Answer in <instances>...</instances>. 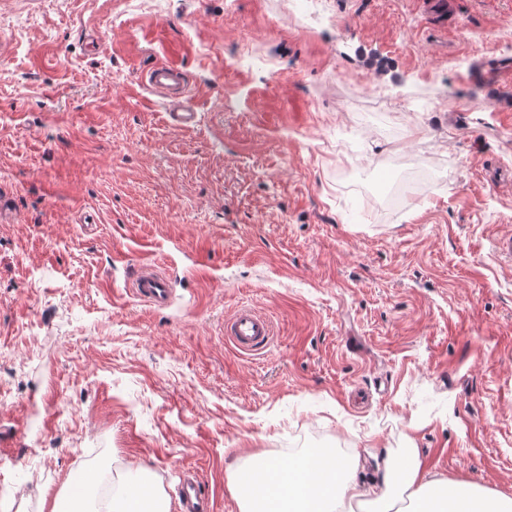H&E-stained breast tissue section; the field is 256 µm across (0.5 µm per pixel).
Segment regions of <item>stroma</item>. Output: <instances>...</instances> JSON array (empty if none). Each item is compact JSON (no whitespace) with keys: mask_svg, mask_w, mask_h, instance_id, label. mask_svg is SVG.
I'll return each mask as SVG.
<instances>
[{"mask_svg":"<svg viewBox=\"0 0 512 512\" xmlns=\"http://www.w3.org/2000/svg\"><path fill=\"white\" fill-rule=\"evenodd\" d=\"M454 2L0 0V512L136 467L240 512L255 456L317 447L512 498V0ZM143 84L150 93L170 100L173 109L166 115L172 127L180 129L196 125L198 112L187 104L188 84L184 72L177 65L153 64L145 71ZM131 288L136 297L150 306L162 308L170 301L167 279L153 261H143L138 265ZM226 337L240 352H253L265 347L271 339L268 320L250 309L239 310L226 326Z\"/></svg>","mask_w":512,"mask_h":512,"instance_id":"35a3bbf8","label":"stroma"}]
</instances>
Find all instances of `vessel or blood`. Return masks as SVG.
Here are the masks:
<instances>
[{
  "instance_id": "1",
  "label": "vessel or blood",
  "mask_w": 512,
  "mask_h": 512,
  "mask_svg": "<svg viewBox=\"0 0 512 512\" xmlns=\"http://www.w3.org/2000/svg\"><path fill=\"white\" fill-rule=\"evenodd\" d=\"M143 84L150 93L170 100L172 109L167 120L172 127L188 128L196 125L198 113L189 105L188 84L184 72L176 65L156 63L144 73ZM133 294L144 303L162 308L170 301V290L165 275L155 262H141L132 278ZM226 335L241 352H253L265 347L272 336L268 320L250 309L239 310L226 326Z\"/></svg>"
}]
</instances>
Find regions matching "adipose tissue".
Listing matches in <instances>:
<instances>
[{
    "label": "adipose tissue",
    "mask_w": 512,
    "mask_h": 512,
    "mask_svg": "<svg viewBox=\"0 0 512 512\" xmlns=\"http://www.w3.org/2000/svg\"><path fill=\"white\" fill-rule=\"evenodd\" d=\"M361 456L306 449L288 461L268 457L239 477L233 493L241 512H342L357 503L366 512H512V498L485 495L477 486L448 480L427 469L419 449H406L402 471L385 470L364 485ZM70 512H169L166 500L148 488L144 469L132 472L108 499L86 506L76 499Z\"/></svg>",
    "instance_id": "adipose-tissue-1"
}]
</instances>
